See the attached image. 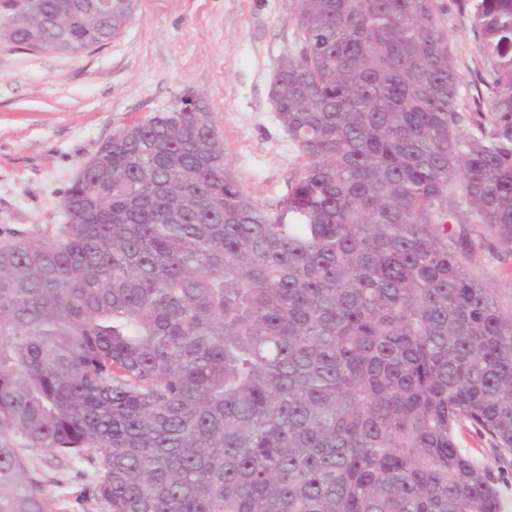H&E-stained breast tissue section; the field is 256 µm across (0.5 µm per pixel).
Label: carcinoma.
Listing matches in <instances>:
<instances>
[{
  "label": "carcinoma",
  "mask_w": 512,
  "mask_h": 512,
  "mask_svg": "<svg viewBox=\"0 0 512 512\" xmlns=\"http://www.w3.org/2000/svg\"><path fill=\"white\" fill-rule=\"evenodd\" d=\"M136 0H0L31 50L119 37ZM478 132L438 0H300L269 96L303 158L264 208L211 120L118 128L47 239L0 244V512H50L13 436L93 461L110 512H499L457 442L512 455V308L450 224L512 256V0H461ZM466 210L448 208L453 197ZM441 13V27L447 37L450 53L456 71L461 76L462 98L459 108L462 111V125L465 131H476L475 122L479 116L473 112L472 97L477 98V90L484 100L491 93L483 77L488 79V65L478 50L469 15L461 9L457 0H438Z\"/></svg>",
  "instance_id": "cac0c4a2"
}]
</instances>
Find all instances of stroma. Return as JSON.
<instances>
[{
	"label": "stroma",
	"mask_w": 512,
	"mask_h": 512,
	"mask_svg": "<svg viewBox=\"0 0 512 512\" xmlns=\"http://www.w3.org/2000/svg\"><path fill=\"white\" fill-rule=\"evenodd\" d=\"M441 27L461 76L459 108L475 132V96L489 98L488 66L458 0H438ZM297 0H138L123 34L78 53L33 51L0 38V243L44 239L64 223L65 191L118 127L170 112L193 96L216 127L224 159L261 206L282 197L303 159L269 97L278 60L296 51ZM470 272L512 304V258L481 224H458ZM460 446L498 479L499 512H512V465L472 430ZM51 512H108L75 499L95 467L61 464L24 449Z\"/></svg>",
	"instance_id": "35a3bbf8"
}]
</instances>
